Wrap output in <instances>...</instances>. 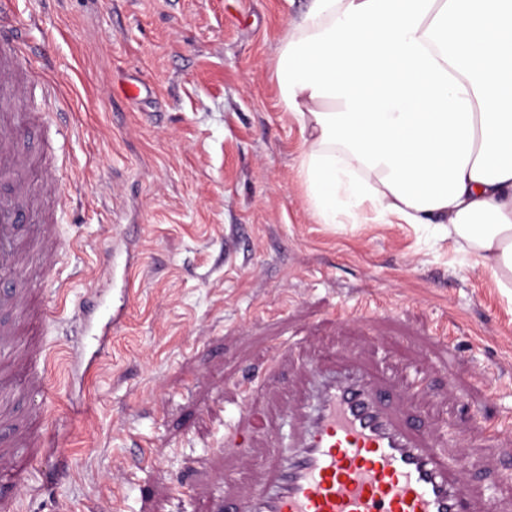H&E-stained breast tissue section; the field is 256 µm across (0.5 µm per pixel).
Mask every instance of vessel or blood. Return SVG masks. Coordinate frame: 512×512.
<instances>
[{
    "label": "vessel or blood",
    "mask_w": 512,
    "mask_h": 512,
    "mask_svg": "<svg viewBox=\"0 0 512 512\" xmlns=\"http://www.w3.org/2000/svg\"><path fill=\"white\" fill-rule=\"evenodd\" d=\"M17 43L14 35L0 38V89L17 83ZM23 163L11 124L0 122V179ZM27 192L22 184L0 189V312L27 309L25 296L4 286L22 267L26 239L18 201ZM96 317L84 305L75 316L88 338L69 348L67 362L80 377L95 369L118 320L107 313L96 335ZM26 360L30 386L45 389L48 354L36 343ZM291 437L292 452L273 464L261 490L224 499L217 512H484L435 448L380 394L377 379L360 369L319 366L311 396L293 416ZM32 451L30 433L0 412V479L13 474V457Z\"/></svg>",
    "instance_id": "1"
}]
</instances>
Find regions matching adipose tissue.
I'll return each mask as SVG.
<instances>
[{"label":"adipose tissue","instance_id":"ef3b65f1","mask_svg":"<svg viewBox=\"0 0 512 512\" xmlns=\"http://www.w3.org/2000/svg\"><path fill=\"white\" fill-rule=\"evenodd\" d=\"M273 79L321 223L435 229L512 288V0H308Z\"/></svg>","mask_w":512,"mask_h":512}]
</instances>
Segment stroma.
Returning a JSON list of instances; mask_svg holds the SVG:
<instances>
[{
	"instance_id": "obj_1",
	"label": "stroma",
	"mask_w": 512,
	"mask_h": 512,
	"mask_svg": "<svg viewBox=\"0 0 512 512\" xmlns=\"http://www.w3.org/2000/svg\"><path fill=\"white\" fill-rule=\"evenodd\" d=\"M306 0H15L41 49L34 86L70 189L65 230L38 295L67 302L35 335L51 356L79 341L71 319L101 288L122 311L112 348L80 385L52 370L44 408L58 450L19 462L36 494L0 487L10 512H212L264 482L288 450V413L327 354L375 375L450 462L498 472L466 480L488 512H512V298L468 255L407 224H323L298 177L299 128L272 71ZM141 84L138 104L123 95ZM248 419H240V411ZM246 435L245 454L226 453Z\"/></svg>"
}]
</instances>
